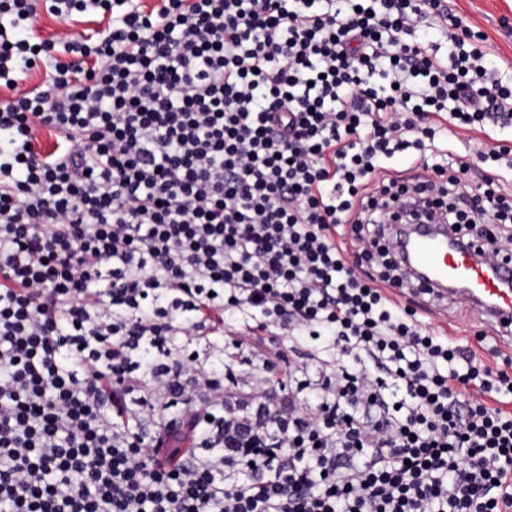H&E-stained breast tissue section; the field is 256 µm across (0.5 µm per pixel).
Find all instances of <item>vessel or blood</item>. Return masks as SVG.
Instances as JSON below:
<instances>
[{
  "label": "vessel or blood",
  "instance_id": "vessel-or-blood-1",
  "mask_svg": "<svg viewBox=\"0 0 512 512\" xmlns=\"http://www.w3.org/2000/svg\"><path fill=\"white\" fill-rule=\"evenodd\" d=\"M415 261L432 272L435 282L465 283L467 290L458 294L459 303L474 308L495 327L512 325V266L485 268L468 250L449 247L428 232L418 238Z\"/></svg>",
  "mask_w": 512,
  "mask_h": 512
}]
</instances>
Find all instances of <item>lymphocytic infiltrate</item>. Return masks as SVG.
Wrapping results in <instances>:
<instances>
[{
  "instance_id": "obj_1",
  "label": "lymphocytic infiltrate",
  "mask_w": 512,
  "mask_h": 512,
  "mask_svg": "<svg viewBox=\"0 0 512 512\" xmlns=\"http://www.w3.org/2000/svg\"><path fill=\"white\" fill-rule=\"evenodd\" d=\"M43 11L108 22L37 42ZM429 20L442 0H0V512H512V358L389 293L434 294L392 260L408 195L512 262L459 170L387 167L440 116L512 122L486 50L443 61Z\"/></svg>"
}]
</instances>
